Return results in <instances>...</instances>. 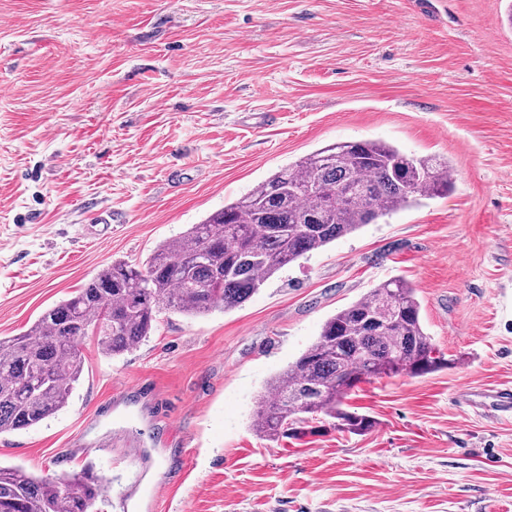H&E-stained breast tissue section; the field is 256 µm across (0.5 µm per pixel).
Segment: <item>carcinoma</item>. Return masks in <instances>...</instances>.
I'll use <instances>...</instances> for the list:
<instances>
[{"label": "carcinoma", "instance_id": "cac0c4a2", "mask_svg": "<svg viewBox=\"0 0 512 512\" xmlns=\"http://www.w3.org/2000/svg\"><path fill=\"white\" fill-rule=\"evenodd\" d=\"M448 161L379 142L341 143L280 168L146 262L116 260L46 309L25 332L0 336V434L40 424L67 406L89 336L107 357L151 336L157 316L231 310L279 270L367 224L448 194ZM417 288L389 279L339 309L256 402L254 433L277 441L313 417L362 435L375 426L344 403L357 384L448 367L425 332ZM85 470L62 479L0 464V512H96Z\"/></svg>", "mask_w": 512, "mask_h": 512}]
</instances>
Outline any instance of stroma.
Returning <instances> with one entry per match:
<instances>
[{
  "label": "stroma",
  "instance_id": "obj_1",
  "mask_svg": "<svg viewBox=\"0 0 512 512\" xmlns=\"http://www.w3.org/2000/svg\"><path fill=\"white\" fill-rule=\"evenodd\" d=\"M506 0H0V336L322 147L386 141L448 195L283 268L242 306L160 314L0 462L91 469L98 512H512V29ZM107 212L111 230L96 224ZM415 285L448 368L347 396L372 431L259 439L265 382L338 309ZM98 454H90V447ZM168 483L149 500L140 475ZM503 390L488 389L481 393H472L471 391H462L460 399L465 406H479L481 410L489 416H497L500 412H506L509 409L510 397Z\"/></svg>",
  "mask_w": 512,
  "mask_h": 512
}]
</instances>
